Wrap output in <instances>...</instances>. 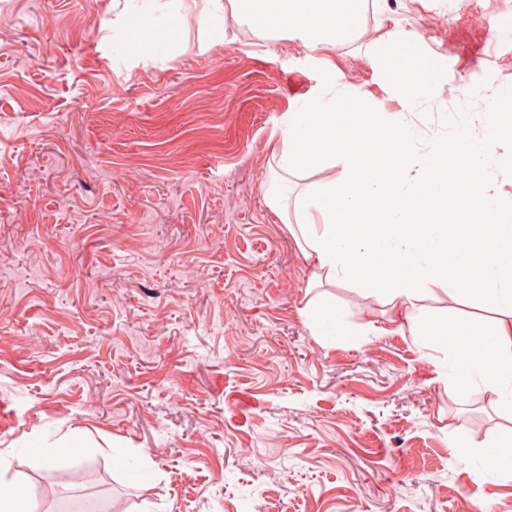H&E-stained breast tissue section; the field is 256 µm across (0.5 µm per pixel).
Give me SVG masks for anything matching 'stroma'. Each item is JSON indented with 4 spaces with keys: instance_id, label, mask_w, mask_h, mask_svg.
Returning a JSON list of instances; mask_svg holds the SVG:
<instances>
[{
    "instance_id": "obj_1",
    "label": "stroma",
    "mask_w": 512,
    "mask_h": 512,
    "mask_svg": "<svg viewBox=\"0 0 512 512\" xmlns=\"http://www.w3.org/2000/svg\"><path fill=\"white\" fill-rule=\"evenodd\" d=\"M380 0L333 48L227 20L206 44L130 52L112 0H0V450L36 492L107 474L127 512H512L469 441L489 391H449L452 355L377 335L386 306L328 289L338 336L302 314L309 270L267 203L289 112L341 90L440 140H484L512 201V0ZM397 33L436 76L405 97L374 60ZM464 86L449 96V83ZM76 432L80 445L58 447Z\"/></svg>"
}]
</instances>
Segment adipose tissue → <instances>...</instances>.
Segmentation results:
<instances>
[{
  "label": "adipose tissue",
  "mask_w": 512,
  "mask_h": 512,
  "mask_svg": "<svg viewBox=\"0 0 512 512\" xmlns=\"http://www.w3.org/2000/svg\"><path fill=\"white\" fill-rule=\"evenodd\" d=\"M203 37L224 38L226 18L248 22L267 35L299 36L325 47L354 38L363 28L370 0H193ZM183 0H124L121 17L132 46L174 48L184 30ZM378 65L410 97L429 93L435 75L404 50L396 37L379 40ZM389 127L404 154L414 142L400 116L361 111L359 104L317 99L289 113L279 140L271 143L276 165L268 202L279 220L296 214L290 233L309 265L303 313L314 328L335 329L339 315L323 288L344 282L376 297L391 323L424 344L458 357L449 389L483 383L512 404V209L488 194L481 177L494 138L460 139L455 165L461 177L449 183L450 167L429 153L425 174L415 181L372 150L369 129ZM340 168L336 179L307 185L288 197L289 177ZM394 185L410 209L376 214L364 197ZM433 210L423 219L422 207ZM471 220L461 225L460 212ZM445 294L457 305L478 304L494 312L491 324L451 321L431 312L428 300Z\"/></svg>",
  "instance_id": "1"
}]
</instances>
